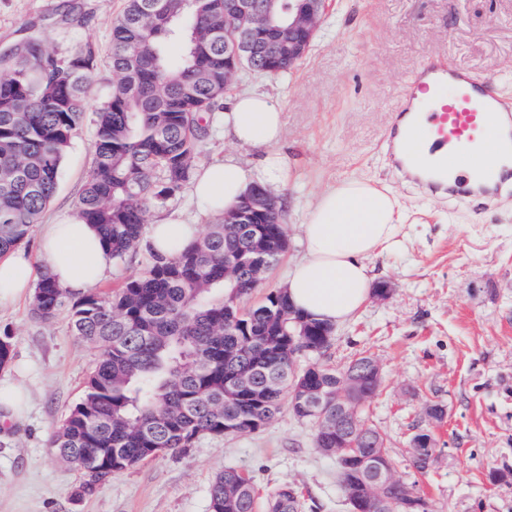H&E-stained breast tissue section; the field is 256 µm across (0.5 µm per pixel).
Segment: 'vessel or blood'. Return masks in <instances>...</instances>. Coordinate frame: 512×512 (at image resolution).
<instances>
[{
  "mask_svg": "<svg viewBox=\"0 0 512 512\" xmlns=\"http://www.w3.org/2000/svg\"><path fill=\"white\" fill-rule=\"evenodd\" d=\"M497 140L512 160V110L486 87L441 60L423 64L408 84L396 117L393 155L407 166L423 143L434 147Z\"/></svg>",
  "mask_w": 512,
  "mask_h": 512,
  "instance_id": "vessel-or-blood-1",
  "label": "vessel or blood"
}]
</instances>
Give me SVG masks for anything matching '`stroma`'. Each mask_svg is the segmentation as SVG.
I'll list each match as a JSON object with an SVG mask.
<instances>
[{"label": "stroma", "instance_id": "1", "mask_svg": "<svg viewBox=\"0 0 512 512\" xmlns=\"http://www.w3.org/2000/svg\"><path fill=\"white\" fill-rule=\"evenodd\" d=\"M125 0H0V77L32 42L66 58L92 43L98 63L86 116L67 148L45 218L75 213L92 167L94 114L112 92V22ZM439 57L468 72L512 106V0H334L306 56L285 75L239 74L234 93L267 92L283 112L279 148L286 180L274 189L288 249L257 303L303 256L301 226L325 189L350 175L372 178L398 195L407 215L396 248L369 259L389 297H370L336 325L324 359L340 367L364 354L381 365L382 390L368 417L385 437L395 476L417 485L427 512H512V190L480 204L433 194L392 162L389 133L414 70ZM261 148L224 135L214 110L195 166L232 156L253 164ZM183 218L207 231L213 219L182 187L149 219ZM14 347L0 385L23 380L27 407L0 422V512H210L214 476L235 469L260 495L298 487L307 512H350L335 457L313 443L314 428L289 411L255 433L201 436L187 453H161L113 476L91 496L73 493L80 472L48 446L80 401L97 352L78 343L67 311L33 319L28 298L0 307V337ZM439 405L442 419L429 416ZM432 433L434 465L419 472L411 440Z\"/></svg>", "mask_w": 512, "mask_h": 512}]
</instances>
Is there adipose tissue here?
I'll return each mask as SVG.
<instances>
[{
    "instance_id": "obj_1",
    "label": "adipose tissue",
    "mask_w": 512,
    "mask_h": 512,
    "mask_svg": "<svg viewBox=\"0 0 512 512\" xmlns=\"http://www.w3.org/2000/svg\"><path fill=\"white\" fill-rule=\"evenodd\" d=\"M280 107L264 93H243L224 106V132L243 146L263 147L255 168L231 157L196 171L193 194L207 213L234 210L250 185L282 184L285 162L277 146L282 137ZM404 220L399 200L371 178H348L323 191L310 207L302 227L305 254L285 285L294 310L319 322L336 325L357 316L373 292L369 257L397 246ZM198 235V227L165 217L147 227L151 250L174 255ZM43 270L71 293L86 292L112 270L96 225L79 218L46 225L39 239ZM35 273L24 255L0 260V305L32 288Z\"/></svg>"
}]
</instances>
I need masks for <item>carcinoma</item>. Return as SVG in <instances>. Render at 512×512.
Masks as SVG:
<instances>
[{
  "mask_svg": "<svg viewBox=\"0 0 512 512\" xmlns=\"http://www.w3.org/2000/svg\"><path fill=\"white\" fill-rule=\"evenodd\" d=\"M271 9L272 25L288 26V2L247 0ZM112 93L95 113L93 167L78 199L79 215L100 230L114 258L135 250L153 206L164 204L190 178L203 115L224 97V0H126L112 25ZM97 62L84 44L66 60L33 43L0 79V258L20 246L50 203L66 148L85 117ZM295 63L252 68L285 74ZM161 178H155V173ZM277 224L255 216L258 233L239 224H212L196 242L169 259H153L117 290L74 298L70 329L97 350L83 396L50 439V448L77 467L76 496L94 493L112 476L163 452L193 447L203 435L260 430L288 405L293 416L316 424L315 435L340 428L355 450L385 448L372 429L336 420V409H307L299 388L336 392L335 366L318 360L296 374L291 359L302 348L324 347L325 325L307 320L306 335L288 336L287 296L269 292L244 314L238 302L254 286L251 258L275 263L285 238ZM68 292L42 273L29 306L41 322L55 318ZM344 494L358 484L345 460L336 462ZM211 512H302L293 485L257 501L253 477L233 469L210 486Z\"/></svg>",
  "mask_w": 512,
  "mask_h": 512,
  "instance_id": "obj_1",
  "label": "carcinoma"
}]
</instances>
